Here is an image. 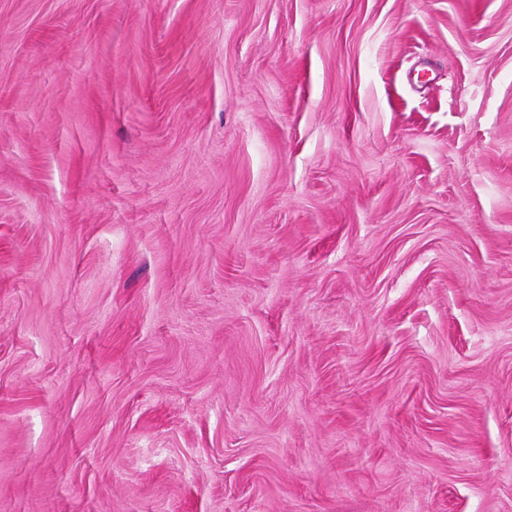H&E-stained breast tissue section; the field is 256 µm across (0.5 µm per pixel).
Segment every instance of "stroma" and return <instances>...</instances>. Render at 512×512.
Returning <instances> with one entry per match:
<instances>
[{
	"label": "stroma",
	"mask_w": 512,
	"mask_h": 512,
	"mask_svg": "<svg viewBox=\"0 0 512 512\" xmlns=\"http://www.w3.org/2000/svg\"><path fill=\"white\" fill-rule=\"evenodd\" d=\"M0 512H512V0H0Z\"/></svg>",
	"instance_id": "stroma-1"
}]
</instances>
